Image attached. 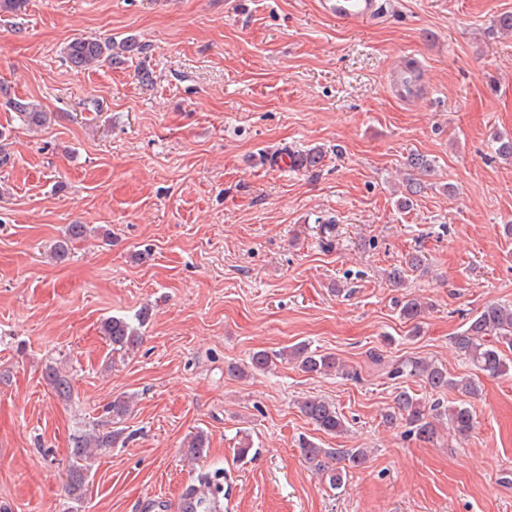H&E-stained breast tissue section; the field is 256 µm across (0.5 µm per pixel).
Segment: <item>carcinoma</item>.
<instances>
[{"label": "carcinoma", "mask_w": 512, "mask_h": 512, "mask_svg": "<svg viewBox=\"0 0 512 512\" xmlns=\"http://www.w3.org/2000/svg\"><path fill=\"white\" fill-rule=\"evenodd\" d=\"M66 59L76 70L104 60L109 63L121 60L114 42L110 39L84 37L71 42L66 48ZM10 110L15 118L29 127H42L48 121V113L41 111L35 104L24 99L9 101ZM87 227L83 224H71L66 239L56 242L53 256L64 259L69 252V243L83 238ZM426 306L416 298H409L400 305V316L407 322L417 323L424 316ZM148 309L144 308L135 315V320L110 317L103 321L101 330L112 345V352L128 355L141 343L142 336L138 327L148 320ZM455 349L463 355L475 370L489 377H497L507 371L501 347L512 349V305L499 303L487 304L476 316L467 322V327L452 337ZM284 355L298 364L305 373L323 376L349 378L356 371L333 354L319 353L307 345H297L284 352ZM250 367L255 371L267 372L275 364L274 356L266 351H255L249 357ZM392 377H416L432 391L457 389L467 396L478 391L475 380L470 377L455 379L448 376V370L442 365L427 359L413 358L395 361L389 364ZM44 379L53 392L67 398L71 393L68 375L50 366L45 370ZM300 412L315 428L327 435L341 434L346 431L343 416L336 404L323 397H308L298 402ZM131 408V397L120 395L112 400L110 409L111 429L93 427L72 437L73 462L67 474L66 487L72 496H82L86 491L89 470L85 465L98 450L110 448L123 434L119 424L123 423ZM448 423V429L460 438H467L474 429V415L468 403L462 401L452 406H444L438 400L426 403L407 390H400L393 404L385 413L388 424L405 423L408 434L424 443H432L439 436V425ZM301 453L310 469L329 485L339 487L347 475V469L356 468L365 463L368 450L365 448H321L310 440L300 443ZM184 455L193 460L201 459L207 451V437L202 432L191 435L183 443Z\"/></svg>", "instance_id": "obj_1"}]
</instances>
